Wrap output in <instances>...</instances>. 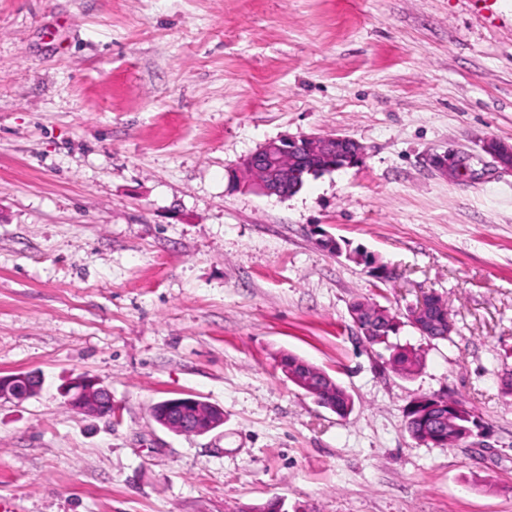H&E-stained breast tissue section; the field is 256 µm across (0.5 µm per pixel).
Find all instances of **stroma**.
<instances>
[{
	"label": "stroma",
	"mask_w": 512,
	"mask_h": 512,
	"mask_svg": "<svg viewBox=\"0 0 512 512\" xmlns=\"http://www.w3.org/2000/svg\"><path fill=\"white\" fill-rule=\"evenodd\" d=\"M345 135L362 164L295 195L232 184L285 137ZM512 0H0V498L15 512H512ZM454 152L467 171L432 163ZM335 237L344 253L322 246ZM360 250L390 277L346 259ZM447 303L402 326L394 372L350 306ZM353 397L337 416L282 355ZM88 375L107 416L61 394ZM485 433L413 440L417 395ZM192 395L204 435L159 426ZM436 307L448 311L446 304L435 294H424L415 304L408 307L406 319L409 324L424 335L429 322L428 316L431 315ZM31 378L32 375L26 373L0 376V399L23 402L35 396L39 387ZM199 400L195 398H182L164 403L162 414L171 420L178 421L183 427L190 430V434L203 435L224 424V411L212 404L205 417H195L185 421L188 408L196 407Z\"/></svg>",
	"instance_id": "stroma-1"
}]
</instances>
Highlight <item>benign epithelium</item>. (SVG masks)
<instances>
[{
  "mask_svg": "<svg viewBox=\"0 0 512 512\" xmlns=\"http://www.w3.org/2000/svg\"><path fill=\"white\" fill-rule=\"evenodd\" d=\"M350 142L352 139L336 135L283 138L259 146L244 158L243 162L256 172V188L261 194L285 198L287 193L280 189L283 183L293 184L307 172L352 167L362 162L365 156L363 146L352 142L353 147H345V144ZM483 150L496 159L503 168L512 171V145L490 140L483 145ZM287 153L294 155V158L293 163L285 167L282 165V157ZM434 166L444 173L457 175L463 167V162L456 155L448 153L437 156ZM438 307L447 309L446 304L436 295L424 294L408 307L406 319L424 334L429 322L428 316ZM38 391L39 387L32 383L30 374L0 376V399L23 402L35 396ZM62 394L66 398V404L75 410L86 411L103 396L107 397L105 407L112 406V394L99 386L95 379L86 375L75 378L62 390ZM195 406V398L172 400L164 403L162 414L179 422L194 435H203L224 425V411L215 405L211 406L204 417L185 419L187 409Z\"/></svg>",
  "mask_w": 512,
  "mask_h": 512,
  "instance_id": "obj_1",
  "label": "benign epithelium"
}]
</instances>
